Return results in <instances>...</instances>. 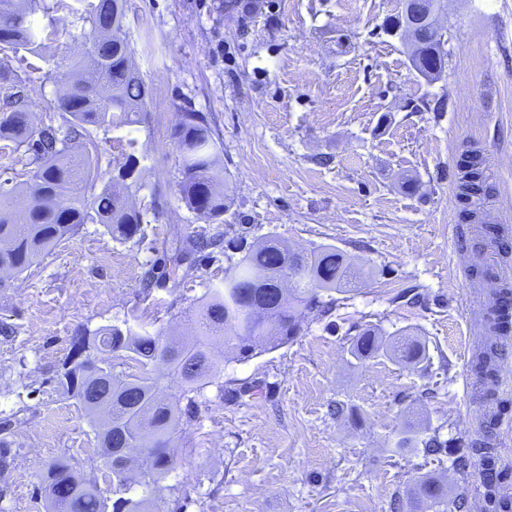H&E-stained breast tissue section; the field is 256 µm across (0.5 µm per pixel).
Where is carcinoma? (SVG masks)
I'll return each mask as SVG.
<instances>
[{"label": "carcinoma", "instance_id": "obj_1", "mask_svg": "<svg viewBox=\"0 0 512 512\" xmlns=\"http://www.w3.org/2000/svg\"><path fill=\"white\" fill-rule=\"evenodd\" d=\"M0 0V82L10 92L0 99V140L25 159V180L0 192V288L6 280L27 271L38 258L72 236L83 224L95 223L117 242L144 238L142 213L122 203L140 189L136 163L118 168L111 181L96 189L97 161L89 151L88 127L128 125L146 106L148 89L133 69V48L125 20V0ZM66 11L88 25L84 55L69 58L52 75L65 87L56 110L58 126H33L29 102L36 86L26 73L27 56L43 49L41 31L33 16L38 11ZM410 60L428 82L441 78L448 63L444 44L430 28L415 32ZM182 156L179 193L192 210L219 217L230 201L224 167L216 160L214 138L207 118L198 112L182 113L176 127ZM86 145L78 151L76 146ZM461 185L481 199L488 194L483 161L473 154ZM245 238L224 240L225 248L242 253L224 273V289L205 296L194 318V338L187 341L161 330L138 334L132 326H101L82 330L74 352L63 362L58 387L75 399L93 423L100 459L108 476L101 489L79 479L68 461L51 463L40 484L47 512H164L152 492L174 472L168 452L183 417L192 415L196 397L211 377L218 361L231 352L237 360L284 346L299 336V308L322 310V293L348 292L362 279V270L333 246L294 252L273 236L257 246ZM112 360H131L135 373L115 371L116 364L101 367L91 353ZM402 365L427 359L426 343L409 333L386 342L372 328L361 329L353 339L354 358L378 353ZM497 345L486 346L476 367L482 382L492 379ZM175 376L183 383L180 397L165 395L159 382ZM186 406H181V402ZM125 448L140 449L127 464ZM67 483L69 495L60 500L56 491ZM447 491L433 480H422L407 501L396 509L419 512V505L445 503Z\"/></svg>", "mask_w": 512, "mask_h": 512}]
</instances>
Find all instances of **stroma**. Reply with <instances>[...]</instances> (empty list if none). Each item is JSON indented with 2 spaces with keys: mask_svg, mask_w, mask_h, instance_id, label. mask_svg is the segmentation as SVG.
Masks as SVG:
<instances>
[{
  "mask_svg": "<svg viewBox=\"0 0 512 512\" xmlns=\"http://www.w3.org/2000/svg\"><path fill=\"white\" fill-rule=\"evenodd\" d=\"M220 0H128L133 61L150 91L135 124L90 127L98 184L135 158L142 186L129 203L141 241H113L84 224L11 285L0 288V438L15 454L0 472V512H45L38 492L63 458L104 481L98 440L57 374L83 329L123 325L189 334L198 302L224 283L223 248L192 251L198 237L275 235L294 249L331 245L368 277L333 294L326 314L303 313L288 345L216 369L170 449L172 478L155 495L184 512H390L419 477L456 487L463 505L420 512H512V393L485 388L472 368L491 335L489 259L512 266V241L488 242L489 224L512 225V0H445L448 66L425 81L406 40L387 30L400 0H256L245 20ZM45 48L31 76L34 124L58 123L63 55L84 50L83 23L38 16ZM442 98V112L425 109ZM204 114L232 203L209 218L178 191V110ZM481 151L492 194L481 222H462L458 160ZM413 179L416 191L403 188ZM180 258L185 278L144 291L148 272ZM409 329L428 356L414 367L350 354L357 328ZM345 409L335 416V405ZM425 424L446 453L398 449L405 427ZM497 474L487 484L486 466Z\"/></svg>",
  "mask_w": 512,
  "mask_h": 512,
  "instance_id": "stroma-1",
  "label": "stroma"
}]
</instances>
